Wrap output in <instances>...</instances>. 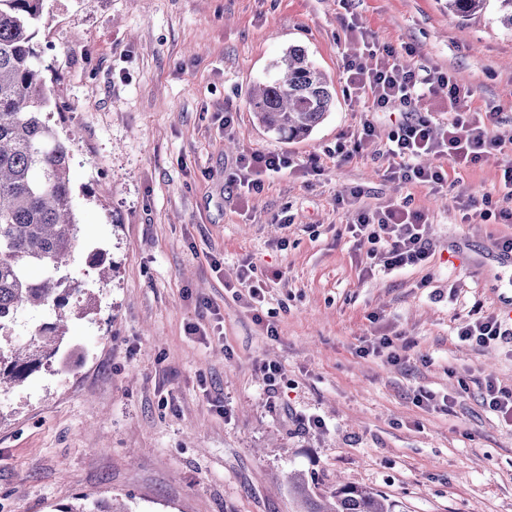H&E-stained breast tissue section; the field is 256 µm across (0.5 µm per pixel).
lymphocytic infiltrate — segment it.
Returning <instances> with one entry per match:
<instances>
[{"label": "lymphocytic infiltrate", "mask_w": 512, "mask_h": 512, "mask_svg": "<svg viewBox=\"0 0 512 512\" xmlns=\"http://www.w3.org/2000/svg\"><path fill=\"white\" fill-rule=\"evenodd\" d=\"M347 29L358 45L357 53L343 62L348 92L370 98L373 112H395L399 118L386 132L375 120H364L351 146H339L341 157L381 144L389 160L388 178L439 191L448 184L445 163L468 168L502 152L501 142L490 134L489 116L471 111V91L453 74L411 68L405 63L406 55L413 52L411 46L378 42L357 20H350ZM370 57L375 60L371 66L366 63ZM441 93L446 94L453 117L436 129L413 106L426 95ZM292 165L285 155L252 151L237 159L232 182L245 192H256L262 186V174L278 173ZM347 231L357 243L378 248L383 270L389 274L427 265L432 256L427 217L404 202L381 211L356 210Z\"/></svg>", "instance_id": "f902f5d3"}]
</instances>
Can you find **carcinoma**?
I'll use <instances>...</instances> for the list:
<instances>
[{"mask_svg": "<svg viewBox=\"0 0 512 512\" xmlns=\"http://www.w3.org/2000/svg\"><path fill=\"white\" fill-rule=\"evenodd\" d=\"M47 0H0V392L25 381L53 361L66 362V315L72 289L62 274L79 238L69 170L70 143L44 117L50 97L36 50L35 24ZM494 5L496 21L512 32V0H448V11L467 19ZM283 73L253 89L252 112L267 131L304 138L336 103L329 77L291 47ZM38 267L34 281L28 270ZM49 309L56 321L36 331L32 343L13 342V326L25 307ZM289 487L298 512H401L397 501L366 488L341 484L317 500L304 479ZM62 512H129L110 499L84 497Z\"/></svg>", "mask_w": 512, "mask_h": 512, "instance_id": "obj_1", "label": "carcinoma"}]
</instances>
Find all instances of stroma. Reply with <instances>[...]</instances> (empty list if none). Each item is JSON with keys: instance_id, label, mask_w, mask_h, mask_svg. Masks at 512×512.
I'll use <instances>...</instances> for the list:
<instances>
[{"instance_id": "stroma-1", "label": "stroma", "mask_w": 512, "mask_h": 512, "mask_svg": "<svg viewBox=\"0 0 512 512\" xmlns=\"http://www.w3.org/2000/svg\"><path fill=\"white\" fill-rule=\"evenodd\" d=\"M353 16L379 41L413 46V68L452 70L472 110L493 108L506 152L449 167L441 192L386 179L378 146L337 157L370 106L343 78ZM36 42L49 122L73 140L69 306L88 288L95 306L68 325L69 371L0 394V512H57L83 496L132 512H296L294 471L318 497L341 479L405 512H512V427L482 399L487 380L512 389V339L457 336L473 304L498 315L512 284V266L488 257L512 223L465 224L459 209L486 195L500 209L512 162V34L493 12L461 20L446 0H47ZM291 46L336 92L297 140L264 130L249 104ZM255 150L296 166L244 196L229 178ZM313 157L317 176L302 169ZM354 188L359 206L406 200L427 216L428 265L386 275L353 244V207L339 199ZM96 247L114 268L104 283ZM245 260L265 290L254 305L237 286ZM383 335L400 363L360 353ZM266 363L281 368L276 384ZM421 390L450 403L419 405Z\"/></svg>"}]
</instances>
